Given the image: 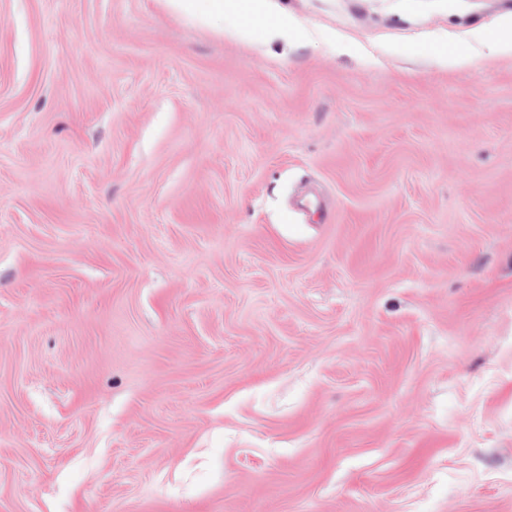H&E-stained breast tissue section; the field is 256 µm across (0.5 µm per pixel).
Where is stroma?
<instances>
[{"label": "stroma", "instance_id": "35a3bbf8", "mask_svg": "<svg viewBox=\"0 0 512 512\" xmlns=\"http://www.w3.org/2000/svg\"><path fill=\"white\" fill-rule=\"evenodd\" d=\"M507 17L0 0V512H512ZM164 7L203 25L224 26V11H235L242 0H162Z\"/></svg>", "mask_w": 512, "mask_h": 512}]
</instances>
